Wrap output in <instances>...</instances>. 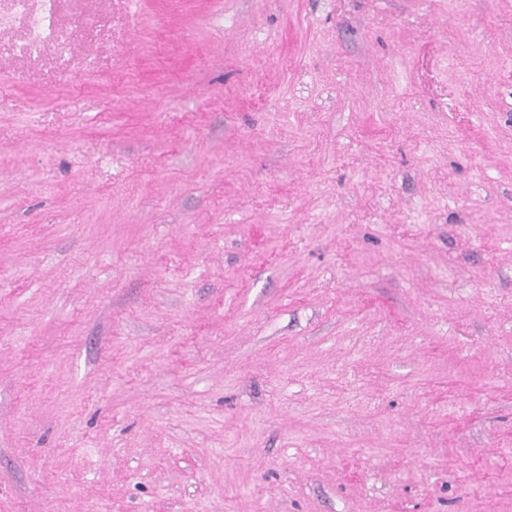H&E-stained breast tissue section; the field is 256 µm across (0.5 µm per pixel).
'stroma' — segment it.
<instances>
[{"instance_id":"obj_1","label":"stroma","mask_w":512,"mask_h":512,"mask_svg":"<svg viewBox=\"0 0 512 512\" xmlns=\"http://www.w3.org/2000/svg\"><path fill=\"white\" fill-rule=\"evenodd\" d=\"M0 0V512H512V0Z\"/></svg>"}]
</instances>
